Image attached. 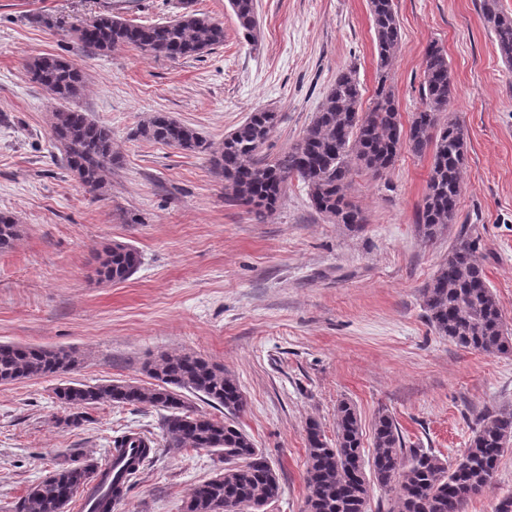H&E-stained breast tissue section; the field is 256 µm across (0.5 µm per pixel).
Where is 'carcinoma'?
<instances>
[{"instance_id":"1","label":"carcinoma","mask_w":512,"mask_h":512,"mask_svg":"<svg viewBox=\"0 0 512 512\" xmlns=\"http://www.w3.org/2000/svg\"><path fill=\"white\" fill-rule=\"evenodd\" d=\"M245 39L259 26L256 0H229ZM377 49L378 88L372 105L362 107L357 71L345 69L323 98L302 136L273 159L262 148L279 122L278 113L258 108L212 146L198 131L166 112H153L132 131L135 139L162 143L177 150L205 153L211 168L224 178L225 197L261 216L277 209L288 183L307 188L312 207L336 224L358 227L365 222L346 189L353 165L380 176L407 152L431 156L427 192L417 228L432 240L456 223L466 143L463 130L447 116L455 86L446 53L431 44L423 57L422 107L404 127L387 81L400 39L394 0H369ZM485 25L495 36L503 60L512 66V16L500 0H481ZM76 38L97 54L130 46L170 61L199 58L224 44V27L188 10L156 24H134L110 12L99 13L73 28ZM33 82L62 102L84 89L82 69L72 61L39 55L26 62ZM50 135L66 167L93 193L105 192L116 154L112 130L75 109L51 113ZM20 236L14 217L0 212V249ZM139 252L114 243L97 270L105 281L127 280L140 266ZM423 307L435 333L455 344L488 354H511L502 309L477 262L474 243L460 229L455 244L422 290ZM77 363L64 349L0 344V383L59 374ZM156 380L150 387L131 383L67 384L57 399L76 410L101 402L168 411L163 428L167 447L217 448L224 452V471L197 484L183 512H264L280 491L278 475L264 452L234 418L246 400L224 368L190 354L168 355L148 364ZM203 395L224 407L228 418L215 420L189 409L180 391ZM372 450L362 448L363 427L355 407L342 401L336 409V442L331 444L316 422L306 426V512H367L371 487L392 493L390 512H465L464 505L489 486L500 458L512 448V407L499 406L476 418L468 447L450 464L434 451L407 448L397 420L378 412L371 423ZM154 441L127 431L112 440L121 469L106 471L94 461L54 469L52 484L29 488L18 512H65L78 495H86L88 512H112L125 498L131 480L153 453Z\"/></svg>"}]
</instances>
